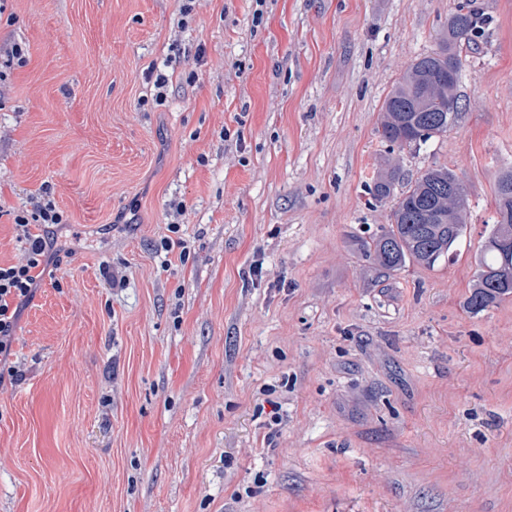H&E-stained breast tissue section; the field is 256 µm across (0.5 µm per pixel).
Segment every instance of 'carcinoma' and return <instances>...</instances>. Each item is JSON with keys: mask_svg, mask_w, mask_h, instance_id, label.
<instances>
[{"mask_svg": "<svg viewBox=\"0 0 512 512\" xmlns=\"http://www.w3.org/2000/svg\"><path fill=\"white\" fill-rule=\"evenodd\" d=\"M488 17L475 4L458 5L448 14V30L438 48L409 64L381 106L379 133L391 146L426 143L456 126L463 110L458 90L462 51L477 44ZM399 161L387 155L368 186L373 204L393 200L386 223L363 243L372 268L390 277L411 265L433 268L449 258L467 224L465 191L448 201V184L460 183L448 167L433 165L417 179L401 184ZM400 192H395L396 185ZM495 217L485 237L466 307L479 314L512 297V168L494 184Z\"/></svg>", "mask_w": 512, "mask_h": 512, "instance_id": "cac0c4a2", "label": "carcinoma"}]
</instances>
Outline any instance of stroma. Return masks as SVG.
Here are the masks:
<instances>
[{"instance_id":"35a3bbf8","label":"stroma","mask_w":512,"mask_h":512,"mask_svg":"<svg viewBox=\"0 0 512 512\" xmlns=\"http://www.w3.org/2000/svg\"><path fill=\"white\" fill-rule=\"evenodd\" d=\"M457 2L8 0L0 262L30 197L67 222L0 386V512H512V298L465 308L512 166V0H476L447 135L377 132ZM388 150L470 213L448 262L380 278Z\"/></svg>"}]
</instances>
